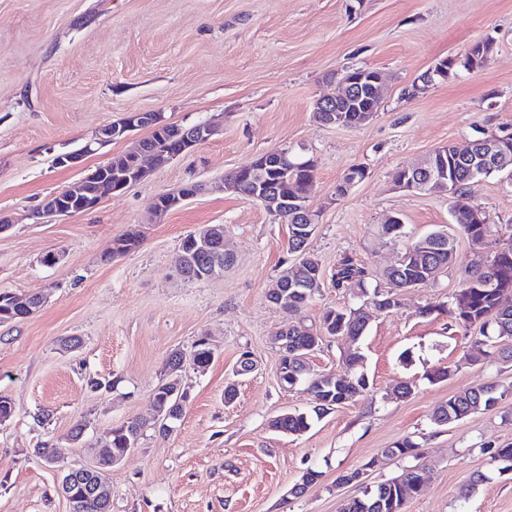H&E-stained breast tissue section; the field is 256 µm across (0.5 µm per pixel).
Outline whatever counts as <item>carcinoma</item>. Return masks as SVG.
Returning <instances> with one entry per match:
<instances>
[{
	"label": "carcinoma",
	"mask_w": 512,
	"mask_h": 512,
	"mask_svg": "<svg viewBox=\"0 0 512 512\" xmlns=\"http://www.w3.org/2000/svg\"><path fill=\"white\" fill-rule=\"evenodd\" d=\"M493 46L489 39L474 43L459 62L448 63L446 72L456 66L466 70L474 69L475 61ZM368 106L367 93L358 90V94L349 101L337 105L339 111L316 112L321 123L335 119L337 127H357L366 117ZM186 128L174 124L167 126L163 136L148 135L143 141L150 149L168 155L182 149ZM507 168L491 167L473 156L464 158L457 154L456 147L448 145L435 149L430 157L437 164H448L450 186L443 194H451L457 199L466 194L467 186L479 179L512 171V140L507 142ZM315 162L312 158L297 152L288 155V163L269 167L260 175L253 170V164L238 167L226 176L225 181L239 185L237 195L247 197L256 189V185L272 187L283 199L302 197L305 184L312 179L311 171ZM454 223L465 237L484 238L488 233V224L479 223L467 209H452ZM141 236L136 232H127L113 240L112 253L108 258L122 256L136 250L141 244ZM309 242L301 236H288L287 253L296 257V263L282 272L279 280L288 284L280 289L275 302L290 314H296L313 300L322 287L323 273L317 260L308 251ZM181 251L187 257L183 279L188 282L209 280L224 275V245L215 240L203 246L193 234L186 236L181 243ZM456 257L455 239L443 231L431 232L412 242L404 251L400 261L380 273V277L396 288L409 284L423 285L438 277L448 268ZM338 288L367 292L370 273L358 259L345 255L340 258L333 273ZM512 293V247L495 252L487 263L478 262L464 270L462 287L452 296L451 305L457 324L464 330L479 327L481 337L474 340L468 350L472 362L485 360L497 353L504 359L512 360V306H501L500 296ZM43 297L37 293L27 297L28 305L16 301H0V321L8 320L4 313L13 316H29L42 307ZM369 305L375 310L392 313L400 307L394 294L374 289L369 297ZM369 316L363 308L327 309L320 317L319 324H306L300 320L289 322L277 334L280 358L279 365L288 372V384L309 383L313 394L327 400L324 406H315L313 412L320 416L336 407V402H349L367 388L364 375L356 374L360 362L359 343L365 335ZM340 336L353 345L352 352L346 358L348 371L343 375L322 373L312 375L304 359L311 349L317 348L324 336ZM214 358V350L203 341L194 343L190 357L181 350L171 352L166 363V374L154 389L153 399L161 415L167 417V424L174 425L181 420L184 408L189 403L190 391L183 384L182 372L189 361L194 369L206 368ZM512 394V386L498 382L470 387L455 393L448 401L439 405L431 416L433 423L443 426L455 423L478 411L488 410ZM311 425V417L305 412H288L272 422V428L290 435H301ZM146 423L131 420L111 430V454L107 466L121 461L126 454L137 447ZM418 444L406 437L385 449L391 457L408 458L415 456ZM423 485L422 470L418 466L407 467L402 474L364 490L362 496L350 498L342 505L340 512H404L407 499L420 492ZM75 492L83 501L82 512H105L109 500L96 495L95 477L91 474L77 483Z\"/></svg>",
	"instance_id": "carcinoma-1"
}]
</instances>
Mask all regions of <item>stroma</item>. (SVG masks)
I'll list each match as a JSON object with an SVG mask.
<instances>
[{"instance_id":"obj_1","label":"stroma","mask_w":512,"mask_h":512,"mask_svg":"<svg viewBox=\"0 0 512 512\" xmlns=\"http://www.w3.org/2000/svg\"><path fill=\"white\" fill-rule=\"evenodd\" d=\"M489 39L481 67L456 68L417 97L406 96L427 70L463 58ZM381 72L385 94L375 118L357 128L321 124L319 98L336 92L344 69ZM131 112H159L167 122L213 123L211 139L144 180L106 196L94 210L42 217L36 210L86 170L125 152L113 142L82 167L56 155L91 141L98 129ZM512 132V0H0V292L43 294L30 317L0 323V395L14 404L0 424V512H69L61 471L93 462L112 427L147 426L137 447L113 467L112 512H340L362 486L339 480L360 469L364 484L420 466L425 483L405 512H512V469L492 459L512 443V396L447 426L436 406L465 388L512 382V361L474 363L477 329H461L447 311L463 271L512 244V180L492 177L467 193L489 220L484 244L460 235L452 202L440 194L398 190L394 172L436 147L466 146L479 133ZM312 156L310 204L319 224L309 251L323 285L300 317L318 322L328 308L360 306L362 293L336 288L342 255L371 271L394 264L432 231L456 239L457 258L436 281L399 290L400 307L370 311L360 343L365 392L300 435L271 429L275 417L311 414L307 384L283 386L275 335L287 321L266 291L285 267L288 227L266 210L220 188L226 174L279 148ZM360 166L364 180L344 196L336 186ZM188 184L196 197L155 216L157 195ZM404 223L381 238L388 216ZM207 224L224 227L234 255L221 277L184 281L177 273L182 239ZM140 230V247L110 258L112 242ZM55 264H45L46 254ZM78 336L65 351L63 339ZM208 338L206 369L186 367L191 399L169 434L150 427L153 391L173 350ZM254 370L237 375L242 353ZM449 369L442 381L433 371ZM114 380L90 390L84 378ZM411 384L399 398L395 388ZM237 396L225 403L224 389ZM88 427L81 442L71 428ZM414 439L416 457L384 451ZM53 444L58 466L34 453ZM317 471L306 483L309 471ZM484 482L468 499L475 473ZM300 496H292L297 485Z\"/></svg>"}]
</instances>
